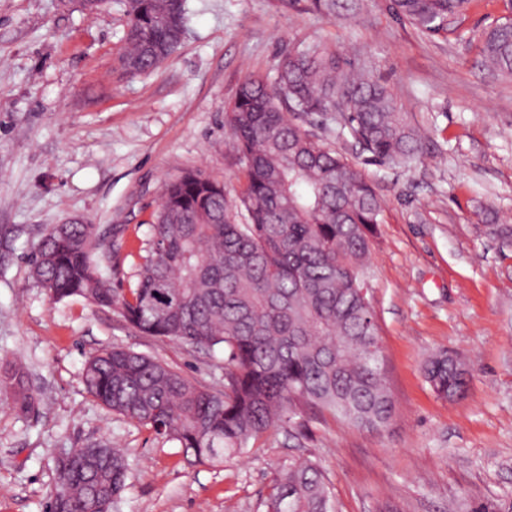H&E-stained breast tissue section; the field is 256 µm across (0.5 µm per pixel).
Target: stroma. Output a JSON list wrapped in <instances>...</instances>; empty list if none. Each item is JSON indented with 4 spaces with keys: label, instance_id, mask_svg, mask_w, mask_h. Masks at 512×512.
<instances>
[{
    "label": "stroma",
    "instance_id": "35a3bbf8",
    "mask_svg": "<svg viewBox=\"0 0 512 512\" xmlns=\"http://www.w3.org/2000/svg\"><path fill=\"white\" fill-rule=\"evenodd\" d=\"M186 33L156 70L116 69L121 0L94 14L75 0H0V358L22 366L39 410L0 394V512H46L57 457L100 442L131 464L111 512H265L276 470L304 455L336 512H446L460 500L512 512V252L484 225L512 224V79L482 70L475 40L503 0H474L460 34L426 35L390 0L344 18L313 0H187ZM318 41L384 82L427 136L411 170L367 163L349 133L320 131L363 165L385 201L372 250L371 298L395 415L381 431L308 412L306 435L249 443L218 466L186 463L175 442L102 409L81 370L119 345L222 388L223 353L145 336L80 297L52 302L27 256L70 217L111 237L134 282L131 250L149 236L161 187L186 169L243 182L224 107L249 76H274L291 48ZM447 348L472 371L463 395L437 397L422 367Z\"/></svg>",
    "mask_w": 512,
    "mask_h": 512
}]
</instances>
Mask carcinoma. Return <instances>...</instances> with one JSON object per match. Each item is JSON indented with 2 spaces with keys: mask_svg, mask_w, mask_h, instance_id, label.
I'll use <instances>...</instances> for the list:
<instances>
[{
  "mask_svg": "<svg viewBox=\"0 0 512 512\" xmlns=\"http://www.w3.org/2000/svg\"><path fill=\"white\" fill-rule=\"evenodd\" d=\"M351 0H315L326 15ZM472 0H392L395 14L424 34L446 32ZM126 75L160 67L181 45L185 0H123ZM477 63L512 77V27L498 22L480 37ZM348 130L367 161L411 169L423 137L391 91L347 67L339 52L311 44L289 52L273 77L249 76L225 109L243 187L198 170L167 180L150 234L136 254L133 288L112 287L98 253L120 252L93 224H55L32 253L34 280L60 302L82 297L116 311L138 332L208 352H224V388L195 382L166 363L129 348L91 355L82 378L105 410L179 444L191 466L243 454L250 441L297 424L317 410L350 425L380 430L395 408L384 374L376 314L361 293L383 200L364 172L305 124ZM484 232L512 249L511 224ZM466 363L446 350L423 367L442 399L461 395ZM0 391L29 414L36 398L19 366L0 370ZM112 469L85 467L83 456L58 459V496L47 512H90L92 491L122 493L130 473L117 448H101ZM266 512H335L318 463L282 465Z\"/></svg>",
  "mask_w": 512,
  "mask_h": 512,
  "instance_id": "cac0c4a2",
  "label": "carcinoma"
}]
</instances>
